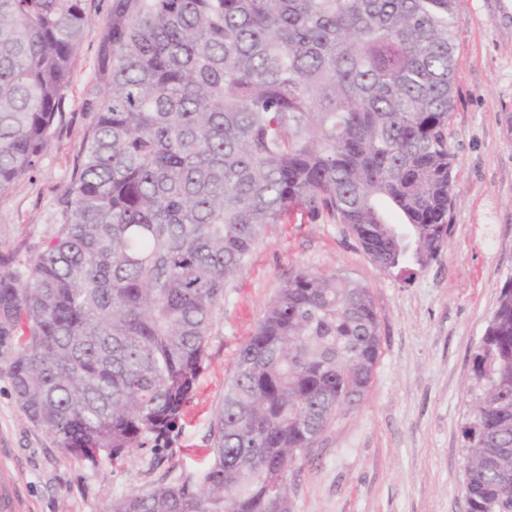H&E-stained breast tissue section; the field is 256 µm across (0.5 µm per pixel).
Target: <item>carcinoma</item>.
Instances as JSON below:
<instances>
[{"label": "carcinoma", "instance_id": "cac0c4a2", "mask_svg": "<svg viewBox=\"0 0 512 512\" xmlns=\"http://www.w3.org/2000/svg\"><path fill=\"white\" fill-rule=\"evenodd\" d=\"M85 0H0V191L50 145ZM457 0H110L63 224L0 254V372L66 457L168 447L266 224L344 225L405 280L450 232ZM373 296L289 277L240 347L209 465L108 512H291L288 471L372 383ZM467 512H512V278L473 356Z\"/></svg>", "mask_w": 512, "mask_h": 512}]
</instances>
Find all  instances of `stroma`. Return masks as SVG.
Masks as SVG:
<instances>
[{
  "instance_id": "35a3bbf8",
  "label": "stroma",
  "mask_w": 512,
  "mask_h": 512,
  "mask_svg": "<svg viewBox=\"0 0 512 512\" xmlns=\"http://www.w3.org/2000/svg\"><path fill=\"white\" fill-rule=\"evenodd\" d=\"M109 0H85L78 47L52 141L37 169L0 192V252L25 262L55 236V206L80 155L98 88ZM456 108L449 142L455 207L443 251L412 281L379 270L346 227L293 216L265 225L226 288L181 428L161 462L142 448L98 466L61 455L18 407L0 372V487L14 512H105L138 492L207 466L211 424L240 346L292 274L343 273L370 289L381 352L361 405L341 413L318 457L288 474L293 512H465L462 428L472 407V357L512 277V0H459Z\"/></svg>"
}]
</instances>
